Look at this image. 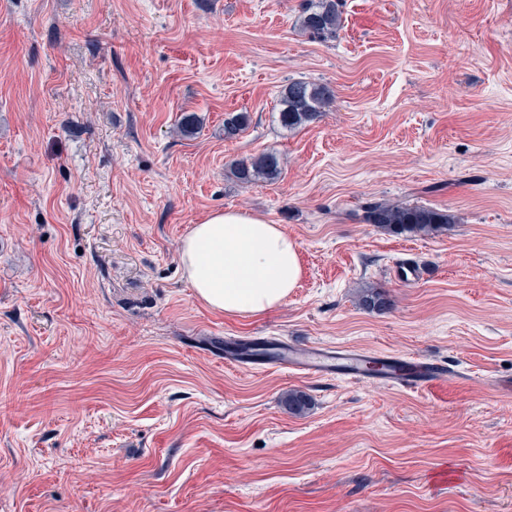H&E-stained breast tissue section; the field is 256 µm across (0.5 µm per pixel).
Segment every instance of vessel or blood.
Returning <instances> with one entry per match:
<instances>
[{"instance_id":"b4317fda","label":"vessel or blood","mask_w":512,"mask_h":512,"mask_svg":"<svg viewBox=\"0 0 512 512\" xmlns=\"http://www.w3.org/2000/svg\"><path fill=\"white\" fill-rule=\"evenodd\" d=\"M271 368L305 377H339L351 381L377 379L399 388L446 381V363L425 356H397L356 346L307 342L280 348Z\"/></svg>"}]
</instances>
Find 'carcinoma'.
I'll return each mask as SVG.
<instances>
[{"label":"carcinoma","instance_id":"cac0c4a2","mask_svg":"<svg viewBox=\"0 0 512 512\" xmlns=\"http://www.w3.org/2000/svg\"><path fill=\"white\" fill-rule=\"evenodd\" d=\"M300 16L303 31L319 38L336 35L342 27L341 0H306ZM335 102L333 89L322 83L293 80L282 90L278 100V118L288 130H295L318 119ZM250 123L246 112H239L224 120V137L232 139ZM279 173L278 158L262 154L236 164L233 174L243 184L260 179L271 180ZM365 221L393 234L438 235L454 223L448 211L424 205H407L387 201L372 202L365 207ZM358 305L366 310H383L389 306L384 294L373 287L360 290ZM288 412L304 413L309 406L308 396L299 390H290L282 398Z\"/></svg>","mask_w":512,"mask_h":512}]
</instances>
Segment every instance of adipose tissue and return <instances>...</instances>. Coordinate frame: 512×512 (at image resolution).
Here are the masks:
<instances>
[{"mask_svg":"<svg viewBox=\"0 0 512 512\" xmlns=\"http://www.w3.org/2000/svg\"><path fill=\"white\" fill-rule=\"evenodd\" d=\"M179 260L196 297L227 315L278 309L299 285L298 245L278 225L239 210H217L193 225Z\"/></svg>","mask_w":512,"mask_h":512,"instance_id":"1","label":"adipose tissue"}]
</instances>
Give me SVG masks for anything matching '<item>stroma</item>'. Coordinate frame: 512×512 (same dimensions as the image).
Wrapping results in <instances>:
<instances>
[{
    "instance_id": "35a3bbf8",
    "label": "stroma",
    "mask_w": 512,
    "mask_h": 512,
    "mask_svg": "<svg viewBox=\"0 0 512 512\" xmlns=\"http://www.w3.org/2000/svg\"><path fill=\"white\" fill-rule=\"evenodd\" d=\"M342 3L323 41L301 0H0V512H512V0ZM295 79L336 99L287 131ZM263 153L278 178L237 182ZM379 200L455 222L391 234ZM231 208L299 245L277 310H212L183 276L181 239ZM254 336L461 377L225 365Z\"/></svg>"
}]
</instances>
